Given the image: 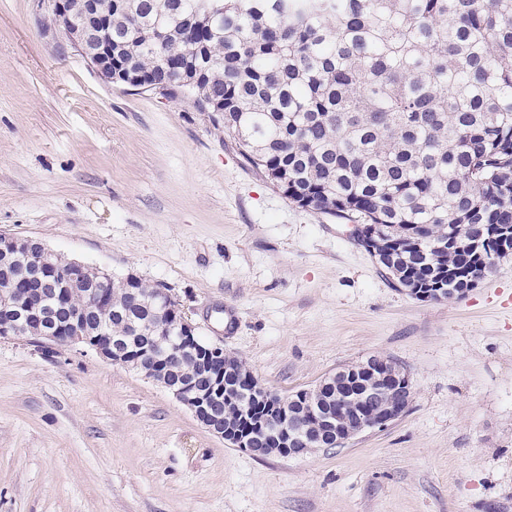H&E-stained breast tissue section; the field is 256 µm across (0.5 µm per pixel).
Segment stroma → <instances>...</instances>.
<instances>
[{"instance_id":"35a3bbf8","label":"stroma","mask_w":512,"mask_h":512,"mask_svg":"<svg viewBox=\"0 0 512 512\" xmlns=\"http://www.w3.org/2000/svg\"><path fill=\"white\" fill-rule=\"evenodd\" d=\"M0 230L169 289L280 395L372 356L411 386L384 430L258 458L92 350L0 338V512H512V257L414 298L210 113L105 79L38 0H0Z\"/></svg>"}]
</instances>
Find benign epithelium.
Returning a JSON list of instances; mask_svg holds the SVG:
<instances>
[{"label": "benign epithelium", "instance_id": "benign-epithelium-1", "mask_svg": "<svg viewBox=\"0 0 512 512\" xmlns=\"http://www.w3.org/2000/svg\"><path fill=\"white\" fill-rule=\"evenodd\" d=\"M84 24L73 42L74 48L107 78H112V50L102 32L112 27V13H96L95 0H83ZM0 252H13L34 258L23 269L21 282L0 289V310L20 308L27 321L38 325L40 335L33 340L43 348L87 347L114 365L131 367L146 377L164 381L163 388L184 405L212 435L250 454L263 457L267 449L258 448L253 436L238 428L224 426L225 368L216 369L208 358L227 359L234 355L216 343L200 346L207 356L199 361V374L188 380L167 381V373L181 361L189 344L197 343V327L185 313L175 310L177 323L160 329L152 343L132 347L97 326L83 328L89 313L107 305L103 291L111 275L101 272V280L88 282L79 275L83 264L49 250L41 241L0 232ZM78 292L88 304L74 311L69 295ZM386 360L371 357L365 362L342 368L313 389L282 397L259 380H254L251 398L280 411L285 424L274 429L273 438L291 456H301L316 448L342 446L354 436L372 429H384L407 409L411 388L400 370L385 372Z\"/></svg>", "mask_w": 512, "mask_h": 512}]
</instances>
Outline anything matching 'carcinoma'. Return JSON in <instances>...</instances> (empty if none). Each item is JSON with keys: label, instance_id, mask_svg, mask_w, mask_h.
Returning a JSON list of instances; mask_svg holds the SVG:
<instances>
[{"label": "carcinoma", "instance_id": "obj_1", "mask_svg": "<svg viewBox=\"0 0 512 512\" xmlns=\"http://www.w3.org/2000/svg\"><path fill=\"white\" fill-rule=\"evenodd\" d=\"M70 35L83 26L65 0ZM124 0L112 61L189 97L301 207L389 243L399 288L451 297L512 236V0ZM105 332L145 340L112 281ZM249 408L243 427L272 415Z\"/></svg>", "mask_w": 512, "mask_h": 512}]
</instances>
